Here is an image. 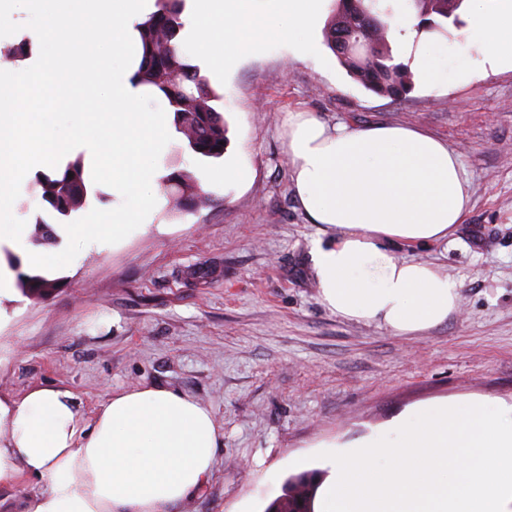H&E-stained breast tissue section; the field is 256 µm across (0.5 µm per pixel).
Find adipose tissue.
Segmentation results:
<instances>
[{
	"mask_svg": "<svg viewBox=\"0 0 512 512\" xmlns=\"http://www.w3.org/2000/svg\"><path fill=\"white\" fill-rule=\"evenodd\" d=\"M192 2L187 48L223 71L270 41L316 53L308 32L330 0ZM401 28L400 62L437 82L439 37L411 15ZM466 40L478 53L462 71L512 69V0H470ZM285 147L298 203L320 227L311 260L322 304L399 336L445 322L458 283L392 248L454 240L471 202L457 151L414 126L336 127L310 112L289 113ZM220 441L211 411L171 390L113 394L85 424L70 389L37 387L0 397V489L38 479L24 512H171L205 484Z\"/></svg>",
	"mask_w": 512,
	"mask_h": 512,
	"instance_id": "adipose-tissue-1",
	"label": "adipose tissue"
}]
</instances>
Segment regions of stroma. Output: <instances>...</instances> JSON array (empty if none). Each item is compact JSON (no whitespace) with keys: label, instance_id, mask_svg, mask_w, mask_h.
<instances>
[{"label":"stroma","instance_id":"obj_1","mask_svg":"<svg viewBox=\"0 0 512 512\" xmlns=\"http://www.w3.org/2000/svg\"><path fill=\"white\" fill-rule=\"evenodd\" d=\"M447 41L442 82L400 101L285 44L224 74L201 66L227 124L224 156L198 158L175 137L159 172H193L208 203L186 213L162 200L145 230L57 270L49 296L1 298L0 395L62 385L88 417L113 393L153 385L209 407L222 444L208 481L173 512H265L297 469L329 479L326 453L430 404L512 409V70L457 79L464 29ZM292 112L415 126L459 153L471 202L456 242L396 249L456 279L447 321L398 336L322 305L317 227L295 201L284 146ZM227 165L247 178L208 180Z\"/></svg>","mask_w":512,"mask_h":512}]
</instances>
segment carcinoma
I'll list each match as a JSON object with an SVG mask.
<instances>
[{"label": "carcinoma", "instance_id": "carcinoma-1", "mask_svg": "<svg viewBox=\"0 0 512 512\" xmlns=\"http://www.w3.org/2000/svg\"><path fill=\"white\" fill-rule=\"evenodd\" d=\"M425 32L445 36L448 24H457L459 0H409ZM391 7L381 0H338V7L324 31L325 42L350 76L367 90L393 100L406 97L414 86L408 66L394 62L389 42ZM184 28L181 0H157V10L137 25L142 60L136 80L152 87L165 99L172 125L186 147L202 159L224 156L225 121L211 102L210 90L199 68L181 50ZM161 183L176 209L192 208L201 197L199 183L188 173L174 170ZM42 213L35 220L32 244L56 241L51 225L59 224L87 204L90 193L81 158L67 163L59 174L41 173ZM24 294L45 297L57 287L56 280L40 274H18ZM319 473L302 472L290 478L282 496L266 512H288L301 507L313 512Z\"/></svg>", "mask_w": 512, "mask_h": 512}]
</instances>
